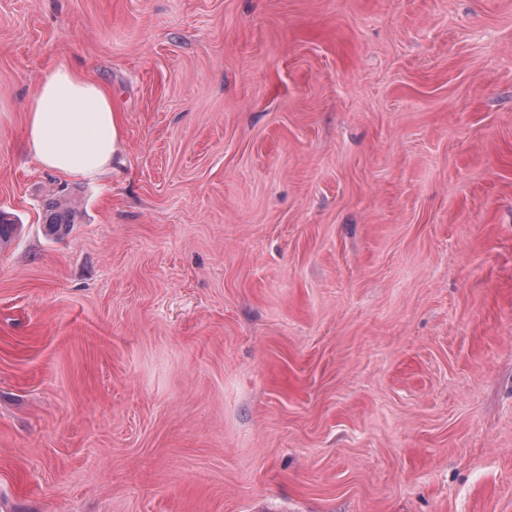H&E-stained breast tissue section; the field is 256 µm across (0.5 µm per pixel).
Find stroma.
<instances>
[{
  "label": "stroma",
  "instance_id": "obj_1",
  "mask_svg": "<svg viewBox=\"0 0 512 512\" xmlns=\"http://www.w3.org/2000/svg\"><path fill=\"white\" fill-rule=\"evenodd\" d=\"M1 209L0 512H512V0H0ZM124 138L111 91L84 72L58 64L30 95L23 149L43 169L70 179L103 177Z\"/></svg>",
  "mask_w": 512,
  "mask_h": 512
}]
</instances>
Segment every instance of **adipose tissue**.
Listing matches in <instances>:
<instances>
[{
    "mask_svg": "<svg viewBox=\"0 0 512 512\" xmlns=\"http://www.w3.org/2000/svg\"><path fill=\"white\" fill-rule=\"evenodd\" d=\"M123 138L121 114L112 104L111 91L65 63L39 82L25 106V153L63 178L103 177Z\"/></svg>",
    "mask_w": 512,
    "mask_h": 512,
    "instance_id": "obj_1",
    "label": "adipose tissue"
}]
</instances>
